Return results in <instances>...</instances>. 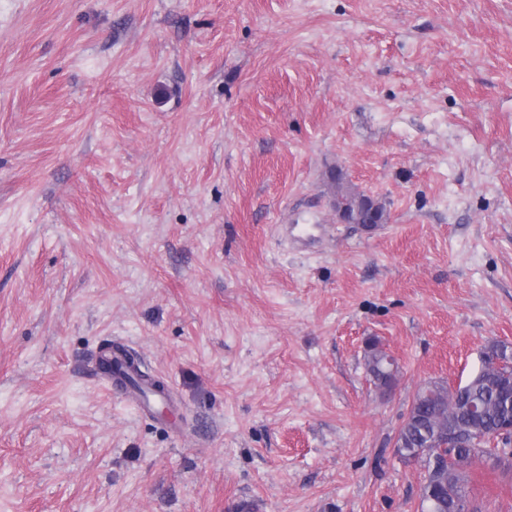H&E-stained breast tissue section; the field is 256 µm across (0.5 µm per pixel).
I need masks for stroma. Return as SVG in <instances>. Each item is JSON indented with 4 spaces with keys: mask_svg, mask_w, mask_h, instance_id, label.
Here are the masks:
<instances>
[{
    "mask_svg": "<svg viewBox=\"0 0 512 512\" xmlns=\"http://www.w3.org/2000/svg\"><path fill=\"white\" fill-rule=\"evenodd\" d=\"M333 169L388 223H338ZM491 340L512 0H0V512H420L398 432ZM366 347L365 357L368 371L375 375L373 377L374 383L381 387V384H387L392 376L391 364L387 362V354L378 346L377 340L370 339L366 343Z\"/></svg>",
    "mask_w": 512,
    "mask_h": 512,
    "instance_id": "obj_1",
    "label": "stroma"
}]
</instances>
